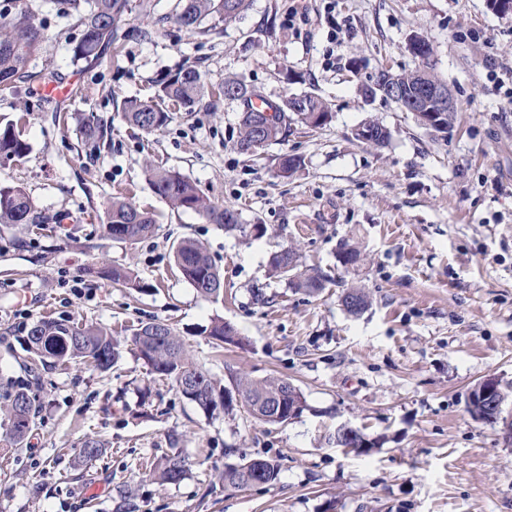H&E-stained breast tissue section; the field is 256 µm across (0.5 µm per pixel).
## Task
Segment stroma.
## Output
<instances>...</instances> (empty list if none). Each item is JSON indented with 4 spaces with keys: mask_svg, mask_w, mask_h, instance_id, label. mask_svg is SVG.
Wrapping results in <instances>:
<instances>
[{
    "mask_svg": "<svg viewBox=\"0 0 512 512\" xmlns=\"http://www.w3.org/2000/svg\"><path fill=\"white\" fill-rule=\"evenodd\" d=\"M177 4L128 0L118 41L76 63L80 31L55 0H0L1 15L26 6L44 29L48 51L31 70L74 83L60 100L25 81L0 91V116L17 120L29 145L0 163V183L23 187L45 218L0 224V379L22 375L25 338L44 316L103 325L121 352L104 373L74 362L42 370L41 411L20 449L0 429V512H116L125 496L135 512H512V445L500 425L467 412L484 379L512 387V100L496 79L512 67V16L486 0H250L236 21L190 33L173 20ZM415 34L458 101L445 134L360 93L381 67L415 68ZM187 66L210 85L236 78L274 102L313 93L332 119L292 122L252 157L235 147L237 101L206 96L194 111L171 112L159 132L131 127L124 100H150ZM74 111L110 122L99 156L54 119ZM368 119L389 129L384 146L353 138ZM285 153L303 161L289 178L278 172ZM149 164L236 210L244 231L172 210L147 180ZM118 195L153 215L152 234L130 243L104 233L100 215ZM345 238L366 256L351 272L337 257ZM184 239L223 274V300L202 299L183 279L172 248ZM289 246L304 266L362 287L368 307L348 313L334 282L311 295L271 276V254ZM115 266L141 288L101 277ZM65 277L76 287L62 286ZM216 316L244 346L212 347L202 328ZM155 319L225 386L242 374L288 379L303 412L275 426L240 405L203 412L138 357L132 332ZM342 425L378 448L336 447L330 437ZM173 433L191 470L160 484L148 470ZM89 438L106 451L85 465L78 450ZM243 455L279 458L277 482L224 490L219 473Z\"/></svg>",
    "mask_w": 512,
    "mask_h": 512,
    "instance_id": "35a3bbf8",
    "label": "stroma"
}]
</instances>
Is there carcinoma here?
I'll use <instances>...</instances> for the list:
<instances>
[{
    "mask_svg": "<svg viewBox=\"0 0 512 512\" xmlns=\"http://www.w3.org/2000/svg\"><path fill=\"white\" fill-rule=\"evenodd\" d=\"M58 9L75 19L80 28V37L72 48V61L78 63L95 59L112 46L117 33V21L124 15L128 0H56ZM248 8V0H179L176 22L184 29L194 32L204 20L210 19L217 26L239 18ZM46 49V37L41 24L30 16L20 19L0 17V91L29 76L31 60ZM238 87L244 91L239 101L244 106L236 148L251 145L255 121L253 100L260 95L242 81L227 78L218 87V96L224 91ZM208 90L203 74L195 67L183 68L159 84L155 98L160 104L166 102L174 107L191 108ZM160 104L136 98L124 101V112L131 125L151 134L161 130L168 122L169 112ZM76 130L87 154L101 150L109 136L108 125L94 113L72 114ZM292 121V114L285 112L279 123L270 127L263 142L271 144L281 140ZM18 122L0 121V160L21 158L28 151V144L17 131ZM148 181L155 193L169 205L181 211L197 213L227 230L240 227L239 214L231 209L211 203L199 193L194 183L174 170H146ZM33 205L29 195L20 186L0 185V224H33ZM154 219L138 210L130 201L114 197L104 211L103 229L114 239L135 242L152 233ZM176 266L184 279L201 298L217 301L224 297V277L213 266L202 249L192 240L180 242L173 250ZM339 258L342 266L354 267L362 261L361 251L345 240L340 243ZM272 272L288 280L293 287L309 294L325 288L327 277L319 272H303L300 269L299 253L289 248L287 256L276 252L270 260ZM109 281L132 288H145L125 268H113L103 272ZM204 334L216 348L226 344H239L237 329L224 318L216 316L204 329ZM131 342L151 373L175 383L180 393L205 412L223 408L229 412L234 408L233 395L224 391L206 373L194 366L183 340L167 323L153 321L134 329ZM27 353L36 362L65 363L83 362L106 371L120 355L112 334L104 327L78 325L65 319L42 318L36 321L27 334ZM29 379L14 380L0 386V402L3 403V420L10 438L21 444L32 429L37 406ZM236 389L248 403L247 412L255 420L267 424L274 411L268 405L274 403L282 408L278 424L288 422V409L296 404H305L301 392L288 380L269 378L260 381L239 380ZM103 454L100 441L90 438L80 448L81 462H90ZM261 471L260 478L267 484L278 480L281 464L276 458L240 459L235 466L224 468L219 481L226 490H240L247 481ZM189 471V462L180 451H175L154 463L150 476L162 484H177Z\"/></svg>",
    "mask_w": 512,
    "mask_h": 512,
    "instance_id": "carcinoma-1",
    "label": "carcinoma"
}]
</instances>
